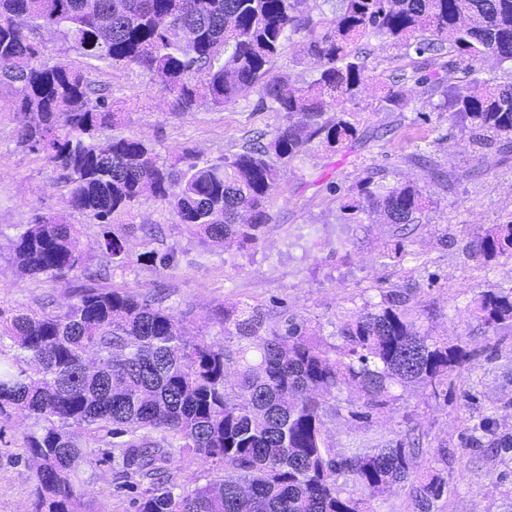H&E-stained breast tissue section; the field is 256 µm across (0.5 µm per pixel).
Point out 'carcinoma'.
Here are the masks:
<instances>
[{
    "mask_svg": "<svg viewBox=\"0 0 512 512\" xmlns=\"http://www.w3.org/2000/svg\"><path fill=\"white\" fill-rule=\"evenodd\" d=\"M306 0H0V89L15 98L17 143L41 150L69 187L74 210L102 224L146 193L165 203L197 236L226 246L252 244L270 223L269 200L286 165L316 137L335 145L357 136L348 119L368 76L356 47L370 34L414 51L445 74L396 73L382 108L416 101L414 82L440 96L436 108L468 123L480 151L512 147V83L475 75L472 62L512 61V0H342L330 20L314 21ZM73 44L86 67L134 66L163 78L175 112L201 100L224 107L259 87V105L288 125L268 141L257 135L231 159L201 161L187 152L171 163L132 136L99 137L125 123L86 71L39 61L42 33ZM299 35L319 64L307 86L272 74L284 42ZM467 84L455 90L452 80ZM334 116L329 117L327 113ZM299 115L301 122L291 118ZM427 198L415 185L383 188L365 178L341 209L413 224ZM79 229L42 214L16 235L17 266L62 280L84 272ZM474 256L512 257V216L471 241ZM110 263L127 265L124 237L105 239ZM77 301L59 313L0 309V416L20 411L39 422L25 439L37 463L33 512H77L73 471L92 460L75 430L123 438L122 478L152 477L137 512H366V500L411 484L416 512H432L447 480L411 479L419 449L403 437L380 448L336 455L324 418L336 393L353 386L367 419L389 405L392 389L419 383L438 393L467 359L460 346L421 336L408 319V293L380 292L375 310L320 341L305 323L270 325L257 306L222 309L232 345L188 339L179 321L137 295L84 276ZM473 313L489 327H512V290L481 291ZM98 369L84 371L88 353ZM202 458L219 478L177 495L173 461Z\"/></svg>",
    "mask_w": 512,
    "mask_h": 512,
    "instance_id": "1",
    "label": "carcinoma"
}]
</instances>
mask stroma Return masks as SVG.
Here are the masks:
<instances>
[{
  "mask_svg": "<svg viewBox=\"0 0 512 512\" xmlns=\"http://www.w3.org/2000/svg\"><path fill=\"white\" fill-rule=\"evenodd\" d=\"M366 44L368 79L350 116L357 138L333 147L313 140L280 167L269 200L272 220L257 244L244 247L190 234L150 196L109 226L72 210L55 166L18 146L14 98L0 91V307L56 313L76 300L74 285L23 275L13 264L19 226L38 214L62 215L78 225L83 264L93 271L106 267L107 230L124 234L130 261L111 270L107 285L142 297L163 294L164 307L198 342L223 343L217 311L247 303L269 311L275 323L305 322L332 343L337 327L373 309L381 292L407 288L408 316L418 330L469 352L461 377L444 397L426 386L394 388L389 405L366 422L350 415L362 404L358 392L343 388L338 412L325 419L327 435L343 455L415 429L423 448L416 473L448 482L434 512H512V449L496 445L512 438V327H485L472 313L475 293L512 288V258L468 251L475 236L512 215V152L480 158L445 112L382 109L378 100L388 75L398 67L413 69L420 58L380 36H369ZM317 70L298 37L285 43L274 67L296 87ZM89 77L106 85L116 108L129 113L123 135L151 144L163 160L190 150L220 162L241 152L256 133L271 135L288 124L284 113L258 108L255 88L226 107L204 100L175 114L161 78L138 68L104 67ZM430 164L441 179H429ZM375 170L384 185L422 188L428 204L416 223L373 224L345 214L343 193ZM395 242L403 253L392 258L387 247ZM154 253L172 254L171 267L153 263ZM34 426V418L19 412L0 418V512L32 510L34 468L25 437ZM475 436L481 446H472ZM79 439L97 462L73 477L78 512H134L133 500L150 489V479L120 487L114 463L119 448L84 431Z\"/></svg>",
  "mask_w": 512,
  "mask_h": 512,
  "instance_id": "35a3bbf8",
  "label": "stroma"
}]
</instances>
